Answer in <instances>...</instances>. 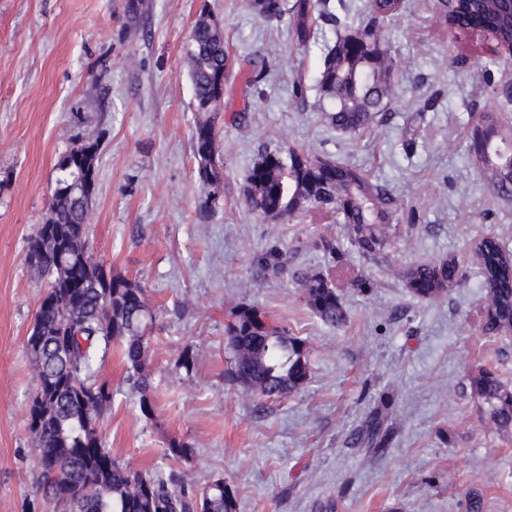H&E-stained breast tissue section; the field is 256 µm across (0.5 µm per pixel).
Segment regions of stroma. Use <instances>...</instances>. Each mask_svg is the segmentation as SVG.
<instances>
[{"mask_svg": "<svg viewBox=\"0 0 512 512\" xmlns=\"http://www.w3.org/2000/svg\"><path fill=\"white\" fill-rule=\"evenodd\" d=\"M0 0V512H26L36 451L27 428L35 388L26 350L43 283L25 260L45 220L56 165L81 139H100L92 252L138 282L154 310L150 373L155 417L123 381L119 353L102 373L112 407L100 424L113 457L135 471L162 464L167 441L194 448L183 470L203 485L223 479L237 512H512V433L499 431L470 395L469 375L497 368L512 387V335L481 327L487 301L471 239L494 232L512 247V201L491 195L472 161L479 113L506 106L512 61L463 55L434 23L432 0H407L382 26L398 64L384 121L360 137L324 121L313 104L325 40L317 19L299 47L288 19L264 22L244 0ZM216 17L232 64L217 113L223 195L204 192L191 134L198 117L185 56L200 14ZM264 77L247 85L249 61ZM330 155L389 184L402 205L389 258L354 253L343 225L324 218L272 222L241 194L262 145ZM336 241L366 292L340 294L344 326L304 306L290 276L263 270L275 249L288 266L327 270L321 237ZM453 255L462 279L445 299L413 297L400 270ZM258 307L304 339L312 377L266 405L230 382L225 328L235 305ZM197 352L192 376L174 364ZM385 407L392 441L380 454L351 440Z\"/></svg>", "mask_w": 512, "mask_h": 512, "instance_id": "obj_1", "label": "stroma"}]
</instances>
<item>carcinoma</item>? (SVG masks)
<instances>
[{"label":"carcinoma","mask_w":512,"mask_h":512,"mask_svg":"<svg viewBox=\"0 0 512 512\" xmlns=\"http://www.w3.org/2000/svg\"><path fill=\"white\" fill-rule=\"evenodd\" d=\"M441 32H488L498 57H512V12L506 0H434ZM327 0H294L283 9L281 0H247V7L263 21L291 13L297 43L307 46L318 18L332 22ZM407 8L406 0H370V20L363 26L343 22L348 33L326 46L319 77V111L336 130L353 136L363 133L387 110L390 73L397 61L385 44L376 22L392 21ZM186 64L197 112L192 149L204 189V204L220 197L219 136L210 103L216 83L229 69L224 30L202 14L193 28ZM512 125L493 109L481 113L470 135L469 152L491 193L512 197ZM79 145L65 153L49 199L45 225L53 231L46 243L47 263L38 269L46 278L28 339L35 389L28 404V430L36 450L38 477L33 512H236L237 502L216 479L204 487L185 481L175 471H133L106 448L99 429L100 415L112 406V384L99 367L112 345L126 366V382L139 394L146 418L154 414V385L148 371L154 312L146 291L135 281L114 273L103 285L105 265L84 257L89 214L96 183H86V170H97L98 155L87 168L77 162ZM245 203L266 219L292 221L299 215H329L347 227L352 249L370 261L386 259L389 230L402 221L398 200L387 185L367 170L330 156L265 145L258 151L243 189ZM67 248L56 261L57 244ZM469 251L477 261L487 290L482 329L490 337L512 334V251L493 234L472 240ZM264 269L286 273L280 255L270 251L258 259ZM336 278L304 270L293 274L305 306L322 322L340 327L346 309L334 280L366 291L370 281L350 278L349 269L335 265ZM403 282L416 298L429 303L447 296L460 281L456 257L432 259L404 269ZM232 351L228 377L258 402L275 401L302 390L310 378L306 342L272 325L249 304L232 309L226 326ZM197 362L187 346L175 367L191 376ZM471 394L486 405L502 432L512 433V390L485 367L469 375ZM391 430L381 412L368 417L356 443L378 452L389 443ZM164 459L187 464L193 458L189 443L171 438Z\"/></svg>","instance_id":"obj_1"}]
</instances>
